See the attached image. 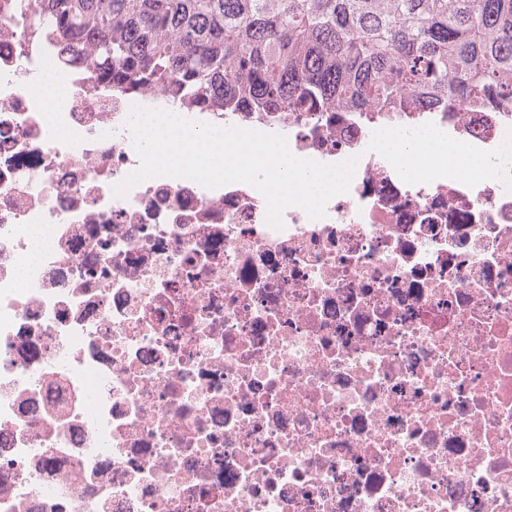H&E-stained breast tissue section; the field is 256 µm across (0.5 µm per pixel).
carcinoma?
Listing matches in <instances>:
<instances>
[{
	"instance_id": "1",
	"label": "carcinoma",
	"mask_w": 512,
	"mask_h": 512,
	"mask_svg": "<svg viewBox=\"0 0 512 512\" xmlns=\"http://www.w3.org/2000/svg\"><path fill=\"white\" fill-rule=\"evenodd\" d=\"M100 82L225 112L512 111V0H18Z\"/></svg>"
}]
</instances>
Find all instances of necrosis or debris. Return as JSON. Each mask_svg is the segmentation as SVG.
<instances>
[{"label":"necrosis or debris","mask_w":512,"mask_h":512,"mask_svg":"<svg viewBox=\"0 0 512 512\" xmlns=\"http://www.w3.org/2000/svg\"><path fill=\"white\" fill-rule=\"evenodd\" d=\"M15 2L0 512H512V113L205 111L58 62ZM134 105L357 168L325 217L291 207L280 231L241 182L156 177L118 198L140 164ZM424 129L450 162L376 147Z\"/></svg>","instance_id":"1"}]
</instances>
